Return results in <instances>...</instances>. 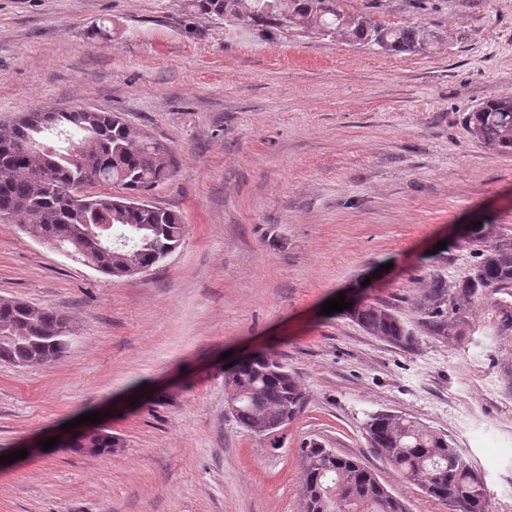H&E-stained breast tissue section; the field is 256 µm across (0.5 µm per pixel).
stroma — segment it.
<instances>
[{
	"label": "stroma",
	"instance_id": "1",
	"mask_svg": "<svg viewBox=\"0 0 512 512\" xmlns=\"http://www.w3.org/2000/svg\"><path fill=\"white\" fill-rule=\"evenodd\" d=\"M339 4L443 43L391 54L262 33L195 17L187 0H0V123L121 113L171 149L149 199L186 226L158 267L110 280L0 222V297L73 326L57 360L0 362V512H303L312 440L358 457L407 512H450L370 447L379 411L446 435L490 512H512V335L493 333L481 302L443 339L419 307L432 277L467 273L474 223L512 236V151L466 122L512 97V0ZM340 293L387 305L409 342L323 314ZM257 351L305 396L266 436L235 422L224 386L226 359ZM91 411L112 452L43 449Z\"/></svg>",
	"mask_w": 512,
	"mask_h": 512
}]
</instances>
